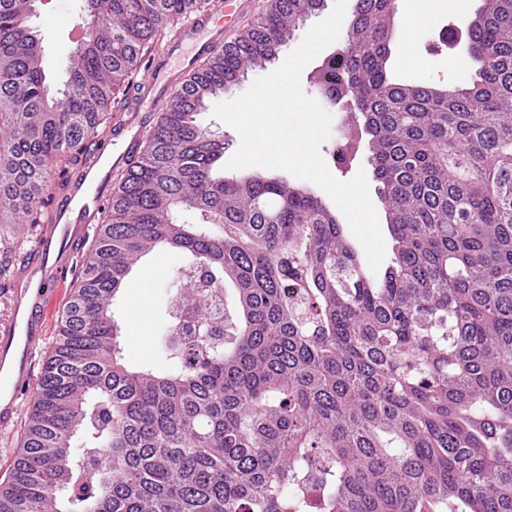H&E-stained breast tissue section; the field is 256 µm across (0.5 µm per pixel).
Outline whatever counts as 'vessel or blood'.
<instances>
[{"label": "vessel or blood", "mask_w": 512, "mask_h": 512, "mask_svg": "<svg viewBox=\"0 0 512 512\" xmlns=\"http://www.w3.org/2000/svg\"><path fill=\"white\" fill-rule=\"evenodd\" d=\"M236 0H224V22L215 10L195 14L178 38L159 49L145 67L133 92L134 104L93 148L61 187L40 224L35 245L15 272L8 290L9 314L0 323V427L15 424L20 401L33 380V356L48 327L50 302L63 287L78 248L112 195V175L126 167L143 141L145 124L161 112L169 95L183 85L200 62L230 42Z\"/></svg>", "instance_id": "b4317fda"}]
</instances>
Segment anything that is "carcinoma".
I'll return each instance as SVG.
<instances>
[{"instance_id": "cac0c4a2", "label": "carcinoma", "mask_w": 512, "mask_h": 512, "mask_svg": "<svg viewBox=\"0 0 512 512\" xmlns=\"http://www.w3.org/2000/svg\"><path fill=\"white\" fill-rule=\"evenodd\" d=\"M34 2L0 0V237L44 223L153 45L214 0H84L98 26L54 94ZM325 2L268 0L115 172L0 512H512V0L445 29L476 65L454 87L392 80L397 0H353L313 71L370 136L395 242L376 274L310 187L217 174L198 121ZM155 249L181 256L164 364L132 371L112 308Z\"/></svg>"}]
</instances>
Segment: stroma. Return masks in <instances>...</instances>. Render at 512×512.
Wrapping results in <instances>:
<instances>
[{"mask_svg": "<svg viewBox=\"0 0 512 512\" xmlns=\"http://www.w3.org/2000/svg\"><path fill=\"white\" fill-rule=\"evenodd\" d=\"M81 0H36L29 24L44 46V66L51 88H59L66 80L69 56L78 36L71 23ZM459 12L454 0H427V13L416 25L410 38L397 41L392 69L395 78L409 83L452 84L468 72L460 48L443 47L438 35L457 21ZM350 139L351 158L347 163L334 162L338 141ZM330 172L340 180L357 173H371L370 151L365 135L355 133L354 117L346 112H333L329 137L320 147ZM180 262L177 255L154 252L144 257L126 280L116 302V314L127 338L125 360L131 367L158 364L159 351L150 339L162 335L167 318L168 276Z\"/></svg>", "mask_w": 512, "mask_h": 512, "instance_id": "35a3bbf8", "label": "stroma"}]
</instances>
